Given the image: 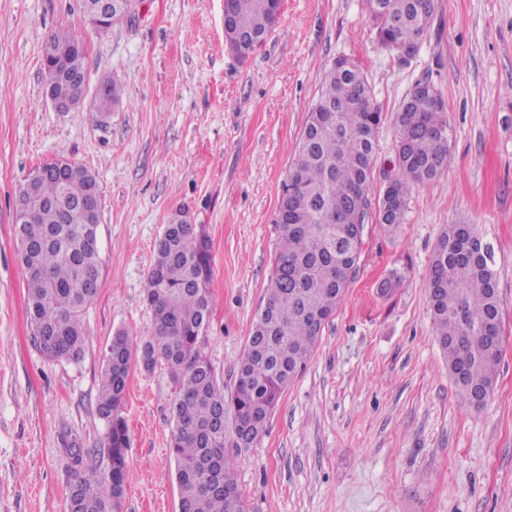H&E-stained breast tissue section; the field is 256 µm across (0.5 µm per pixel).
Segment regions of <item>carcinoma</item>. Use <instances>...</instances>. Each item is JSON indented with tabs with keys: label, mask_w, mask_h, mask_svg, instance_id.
I'll list each match as a JSON object with an SVG mask.
<instances>
[{
	"label": "carcinoma",
	"mask_w": 512,
	"mask_h": 512,
	"mask_svg": "<svg viewBox=\"0 0 512 512\" xmlns=\"http://www.w3.org/2000/svg\"><path fill=\"white\" fill-rule=\"evenodd\" d=\"M367 6L380 42L390 50L423 38L434 14L433 0H367ZM230 10L234 39L228 45L244 56L276 23L275 5L231 0ZM44 76L80 104L84 87L63 82L50 62L44 63ZM121 101L122 86L103 82L98 111L109 112ZM380 121L362 70L345 57L334 60L283 186L272 275L228 394L202 349L210 317L208 239L188 223L171 225L159 238L148 273L147 332L138 338L119 329L107 346L97 404L107 422L105 436L95 448L69 449L71 512H120L129 470L127 428L118 409L135 361L148 371L163 362L178 390L169 451L181 512H249L227 447L251 448L260 440L359 271ZM450 161L446 107L427 73L396 115L378 223H402L413 189ZM95 183L85 169L64 184L43 178L32 190L18 192L15 214L30 219L17 225V238L32 338L51 359H79L88 340L83 312L99 290V238L98 225L88 223L81 203ZM476 238L471 224L448 225L431 258L428 293L448 374L471 406L477 394H492L501 355L495 272L487 259L470 254ZM98 455L107 457L110 468L106 490L90 465Z\"/></svg>",
	"instance_id": "cac0c4a2"
}]
</instances>
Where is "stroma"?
<instances>
[{"label":"stroma","instance_id":"stroma-1","mask_svg":"<svg viewBox=\"0 0 512 512\" xmlns=\"http://www.w3.org/2000/svg\"><path fill=\"white\" fill-rule=\"evenodd\" d=\"M61 29L87 45L83 101L69 112L44 90V45ZM340 56L362 68L382 114L373 190L395 115L428 71L446 102L452 164L414 188L402 224H367L360 269L305 369L236 456L238 487L252 512H512V0H435L405 63L379 43L365 0H282L243 58L225 44L224 0H137L134 19L105 32L78 0H0V512H65L66 449L107 430L97 411L107 346L116 330L146 332L155 244L180 209L210 242L204 351L233 389L272 273L288 169ZM112 78L124 95L104 114L93 101ZM57 159L91 170L103 196L100 286L77 361L48 359L31 340L14 224L20 184ZM451 224L476 225L494 252L502 350L479 411L457 394L428 300L430 259ZM175 396L164 364L132 367L120 512H178Z\"/></svg>","mask_w":512,"mask_h":512}]
</instances>
